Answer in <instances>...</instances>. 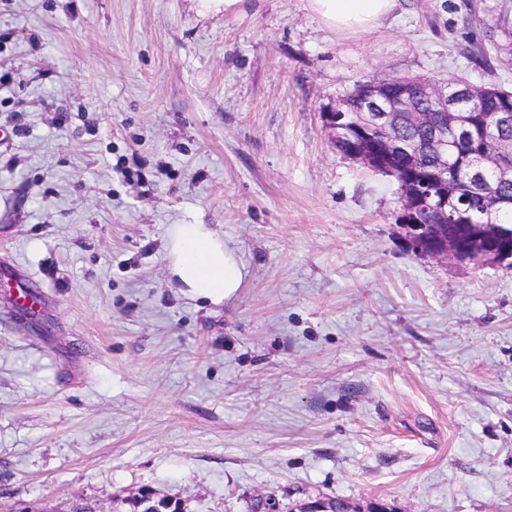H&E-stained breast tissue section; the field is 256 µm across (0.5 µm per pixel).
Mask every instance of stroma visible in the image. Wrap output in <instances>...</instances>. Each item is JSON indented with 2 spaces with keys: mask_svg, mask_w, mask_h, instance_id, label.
Listing matches in <instances>:
<instances>
[{
  "mask_svg": "<svg viewBox=\"0 0 512 512\" xmlns=\"http://www.w3.org/2000/svg\"><path fill=\"white\" fill-rule=\"evenodd\" d=\"M418 75L512 89V0H0V507L512 512V268L414 255L323 125ZM173 224L241 256L224 304ZM399 0H307L309 10L331 32L355 37L381 27ZM165 251L170 277L195 299L220 304L242 287L247 269L208 224H173Z\"/></svg>",
  "mask_w": 512,
  "mask_h": 512,
  "instance_id": "obj_1",
  "label": "stroma"
}]
</instances>
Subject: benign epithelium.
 Masks as SVG:
<instances>
[{"label":"benign epithelium","mask_w":512,"mask_h":512,"mask_svg":"<svg viewBox=\"0 0 512 512\" xmlns=\"http://www.w3.org/2000/svg\"><path fill=\"white\" fill-rule=\"evenodd\" d=\"M488 88L466 82L416 77L372 78L361 82L332 112L322 118L337 151L374 171L395 177L400 191L399 224L411 250L421 256L482 264H512V222L489 219L463 224L459 216L471 211V197L448 175V134L461 130L477 147L462 161L470 180L481 169L495 172L500 182H512V143L492 133L512 124V111L497 109L486 121L471 119L475 103L487 101ZM428 130L418 147L401 139L400 124ZM487 215L512 210V198L479 194ZM431 211L435 220L423 224L420 214ZM319 498L300 512H349L347 505Z\"/></svg>","instance_id":"benign-epithelium-1"}]
</instances>
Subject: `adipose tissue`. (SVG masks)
Returning a JSON list of instances; mask_svg holds the SVG:
<instances>
[{
    "mask_svg": "<svg viewBox=\"0 0 512 512\" xmlns=\"http://www.w3.org/2000/svg\"><path fill=\"white\" fill-rule=\"evenodd\" d=\"M398 0H307L309 10L331 32L355 37L381 27ZM165 251L170 277L185 295L219 304L242 287L244 262L222 236L205 224H174Z\"/></svg>",
    "mask_w": 512,
    "mask_h": 512,
    "instance_id": "obj_1",
    "label": "adipose tissue"
}]
</instances>
